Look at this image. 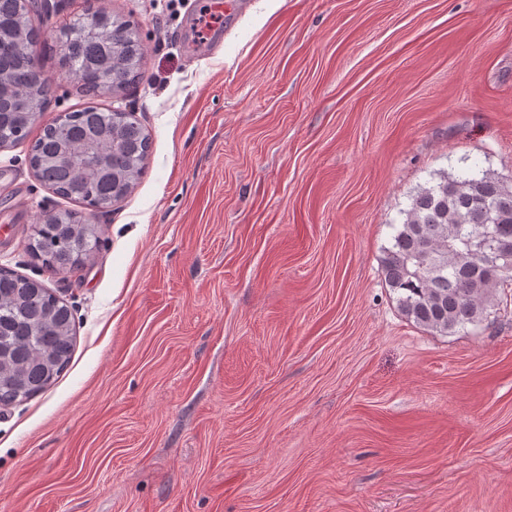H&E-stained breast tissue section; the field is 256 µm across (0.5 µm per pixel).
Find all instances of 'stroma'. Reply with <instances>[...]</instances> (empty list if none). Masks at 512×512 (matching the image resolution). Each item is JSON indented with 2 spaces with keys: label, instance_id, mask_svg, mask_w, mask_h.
I'll list each match as a JSON object with an SVG mask.
<instances>
[{
  "label": "stroma",
  "instance_id": "1",
  "mask_svg": "<svg viewBox=\"0 0 512 512\" xmlns=\"http://www.w3.org/2000/svg\"><path fill=\"white\" fill-rule=\"evenodd\" d=\"M33 0L57 34L131 21L143 78L85 97L53 53L42 124L133 113L145 170L104 209L0 150V268L70 308L75 347L0 407V512H512V285L452 334L402 315L382 257L439 174L512 183V0ZM64 210L78 269L24 247ZM98 228L71 212L37 224L27 247L52 273L72 271L97 248Z\"/></svg>",
  "mask_w": 512,
  "mask_h": 512
}]
</instances>
